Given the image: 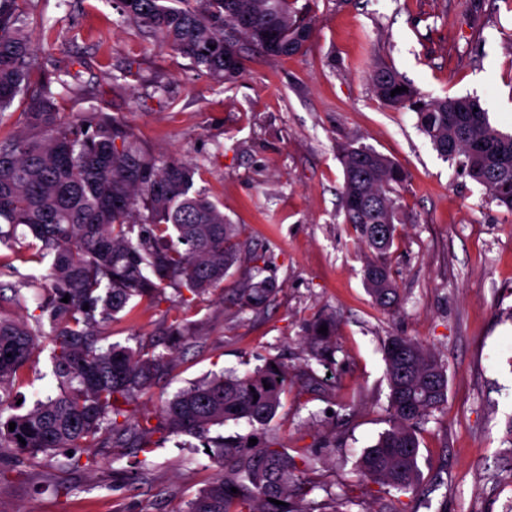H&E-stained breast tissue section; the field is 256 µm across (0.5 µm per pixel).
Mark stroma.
I'll return each instance as SVG.
<instances>
[{
	"label": "stroma",
	"instance_id": "1",
	"mask_svg": "<svg viewBox=\"0 0 512 512\" xmlns=\"http://www.w3.org/2000/svg\"><path fill=\"white\" fill-rule=\"evenodd\" d=\"M319 23L303 54L251 53L231 82L199 76L192 61L124 21L114 0H22L45 73L68 71L58 110L93 108L117 117L162 160L195 169L196 189L224 205L248 255L265 256L278 291L262 311L239 314L236 268L222 290L159 305L139 304L105 328L108 342L172 351L168 374L141 411L212 372L244 374L269 360L288 366L290 386L275 419L281 444L315 449V476L333 492L351 486L338 512H380L390 494L359 486L356 462L386 427L382 348L392 336L430 346L446 367L448 402L419 434L425 482L442 477L430 506L405 494L403 512H512V212L458 165L438 156L411 109L374 95L369 73L386 64L431 96L477 97L499 130L512 133V0H306ZM358 140L409 173L401 192L408 223L387 256L397 312L380 311L363 283L368 253L344 224L337 147ZM0 245V283L17 273L32 286L5 305L32 322L48 268L14 260ZM336 319L335 361L312 358L305 326ZM180 319L200 335L172 343ZM15 389L17 412L58 394L50 337ZM81 456L93 467L45 465V454L8 458L0 512H184L215 466L199 439L168 435L145 479L125 480L128 459L109 439Z\"/></svg>",
	"mask_w": 512,
	"mask_h": 512
}]
</instances>
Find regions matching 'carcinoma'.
<instances>
[{
    "mask_svg": "<svg viewBox=\"0 0 512 512\" xmlns=\"http://www.w3.org/2000/svg\"><path fill=\"white\" fill-rule=\"evenodd\" d=\"M118 4L125 19L190 58L202 76L224 81L244 70L241 42L288 57L301 53L315 30L309 9L296 8V0ZM40 69L18 0H0V126L17 96L26 103L22 130L0 135V224L9 225V231L0 230V243L19 244L33 261L48 262L51 280L35 327L0 313V456L92 448L107 434L112 446L143 454L134 466L143 479L156 446L153 435L165 430L203 440L217 467L185 512H324V503L313 499L323 489L313 478L315 452L297 448L290 454L272 424L288 392V368L280 362L178 390L159 409L162 428L138 416L137 401L169 371L172 357L143 346L104 347L105 326L136 301L160 304L167 288L199 297L223 287L242 260L240 230L224 215L223 204L194 189L193 169L161 161L132 140L116 117L91 110L62 118L51 90L54 82L67 85L60 76L29 92L30 77ZM369 79L385 105L413 108L420 131L441 158L456 162L512 211V134L494 128L478 100L424 95L392 67H376ZM403 86L408 91L391 95ZM338 158L343 223L373 255L364 269L366 290L380 309L394 312L401 298L385 256L396 225L405 221L398 188L408 172L363 144H342ZM20 226L27 233L18 239ZM248 261L252 265L235 294L240 313L264 309L276 293L263 275L266 266L256 256ZM67 295L70 300L62 302ZM44 318L59 394L23 414H7L11 392L35 362ZM323 325L325 335L318 333ZM335 335L332 316L306 328L313 358L334 360ZM383 355L389 428L365 448L357 469L364 481L423 498L432 490L423 487L418 434L447 404L448 376L438 355L407 336L390 337ZM243 419L251 426L247 434L231 442L209 439L212 427ZM251 438L257 439L253 446Z\"/></svg>",
    "mask_w": 512,
    "mask_h": 512,
    "instance_id": "cac0c4a2",
    "label": "carcinoma"
}]
</instances>
